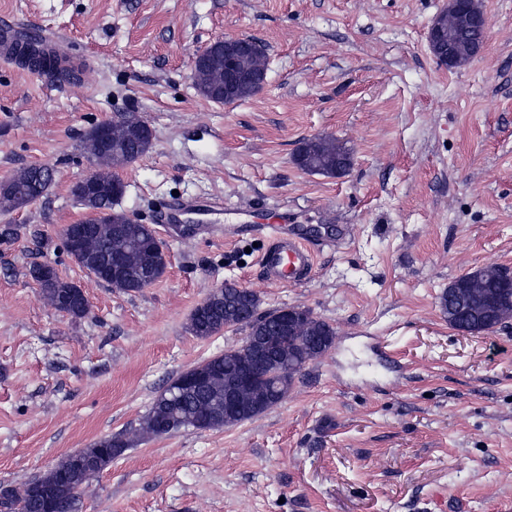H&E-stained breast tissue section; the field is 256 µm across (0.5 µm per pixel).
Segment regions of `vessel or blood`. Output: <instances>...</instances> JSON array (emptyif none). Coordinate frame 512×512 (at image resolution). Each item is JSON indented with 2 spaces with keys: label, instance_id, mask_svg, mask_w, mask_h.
Listing matches in <instances>:
<instances>
[{
  "label": "vessel or blood",
  "instance_id": "obj_1",
  "mask_svg": "<svg viewBox=\"0 0 512 512\" xmlns=\"http://www.w3.org/2000/svg\"><path fill=\"white\" fill-rule=\"evenodd\" d=\"M259 264L267 279L277 284L301 282L310 275L315 264V251L303 233L276 229L261 255Z\"/></svg>",
  "mask_w": 512,
  "mask_h": 512
}]
</instances>
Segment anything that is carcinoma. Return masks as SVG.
Segmentation results:
<instances>
[{
    "label": "carcinoma",
    "mask_w": 512,
    "mask_h": 512,
    "mask_svg": "<svg viewBox=\"0 0 512 512\" xmlns=\"http://www.w3.org/2000/svg\"><path fill=\"white\" fill-rule=\"evenodd\" d=\"M449 35L462 49L476 41L480 31L453 26L449 29ZM18 53L27 68L37 65L42 68L43 74L57 82L78 79L75 68L65 65V60L38 38H26L18 48ZM260 88L261 84L256 82L242 83L231 93L227 102L243 101L255 95ZM295 161L304 171L324 174L336 166V140L327 137L303 140ZM50 185L44 170L38 166L28 167L11 184H0V207L10 210L19 198L35 201ZM121 198L122 195L114 189L105 187L100 191L99 203L103 210L109 212L119 209ZM86 249L92 258L86 269L95 273L111 268L116 255H124L126 265L120 289L137 292L141 290L147 274L145 259L157 250V244L144 225L125 224L117 234L108 228L91 230L87 235ZM475 274L477 271L473 270L455 279L439 297L441 312L448 318V325L454 329L459 326L458 314L468 310L477 311L482 306L481 294L454 292L457 283ZM34 280L39 284L44 298L56 310L74 318H82L88 313L89 303L66 298L65 292L71 283L62 280L58 274L54 273L47 279L36 276ZM221 297L222 300L214 309L200 305L194 309L190 316V331L194 336L205 339L226 327L239 325L251 330L253 336H266L275 342V354L285 366V371L258 372V383L264 390L262 406L244 408L236 419L224 420V404L221 400L224 399L228 377L236 373L238 355L213 356L204 361L206 366L214 370L205 390L178 391L176 384H170L160 393L135 432L103 438L82 450L81 456H67L52 470L20 487H1L0 508L6 512H73L78 490L91 477V473L98 474L106 469L112 464V459L141 439L167 434V431L161 429V424L165 423L176 431L194 426L196 419L205 416L214 419L215 428L250 420L285 397L295 376L311 362L310 351L313 348L326 352L334 345L335 328L312 313L303 319L296 330L286 331L277 319V310H260L257 295L226 285L222 288Z\"/></svg>",
    "instance_id": "carcinoma-1"
}]
</instances>
